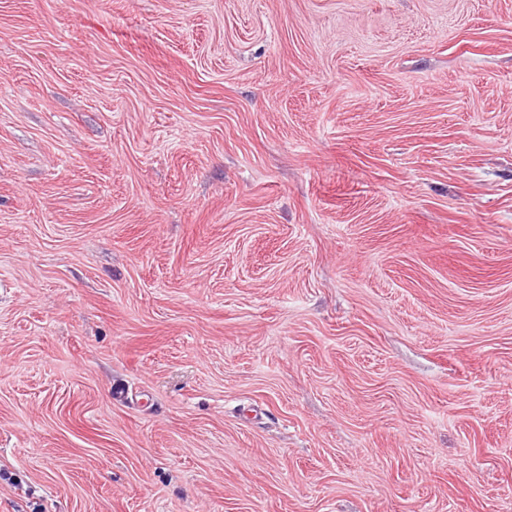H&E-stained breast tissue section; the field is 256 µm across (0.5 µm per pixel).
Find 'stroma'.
Returning a JSON list of instances; mask_svg holds the SVG:
<instances>
[{
    "mask_svg": "<svg viewBox=\"0 0 512 512\" xmlns=\"http://www.w3.org/2000/svg\"><path fill=\"white\" fill-rule=\"evenodd\" d=\"M0 512H512V0H0Z\"/></svg>",
    "mask_w": 512,
    "mask_h": 512,
    "instance_id": "obj_1",
    "label": "stroma"
}]
</instances>
